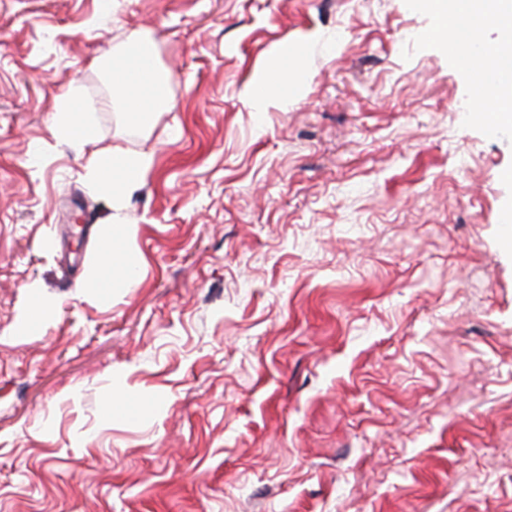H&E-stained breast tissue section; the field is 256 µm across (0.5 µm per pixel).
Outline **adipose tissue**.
<instances>
[{"label": "adipose tissue", "mask_w": 512, "mask_h": 512, "mask_svg": "<svg viewBox=\"0 0 512 512\" xmlns=\"http://www.w3.org/2000/svg\"><path fill=\"white\" fill-rule=\"evenodd\" d=\"M418 5L431 12L440 28L445 29L446 45L458 63L466 61L463 48L478 43L498 76L496 111L475 112L473 121L491 130L512 126V57L495 52L497 44L512 42V0H418ZM299 62L298 52L283 50L275 61L276 76L253 83L250 97L258 111H265L273 104L286 105L299 97L303 85ZM110 69L113 102L129 120L146 123L166 106L165 88L174 74L159 69L151 43L132 44L122 57L111 62ZM49 131L59 144L91 140L89 114L80 96L68 92L58 97ZM152 165V153L128 152L116 147L92 155L88 179L92 186L121 199L140 185ZM130 235L129 225L105 226L100 239V259L87 269L82 279L86 295L106 299L114 289L127 288L136 282L141 262L130 248Z\"/></svg>", "instance_id": "1"}]
</instances>
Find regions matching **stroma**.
I'll list each match as a JSON object with an SVG mask.
<instances>
[{
	"label": "stroma",
	"instance_id": "obj_1",
	"mask_svg": "<svg viewBox=\"0 0 512 512\" xmlns=\"http://www.w3.org/2000/svg\"><path fill=\"white\" fill-rule=\"evenodd\" d=\"M436 28L413 0H0V512H512V137ZM138 41L175 74L145 126L103 64ZM287 45L302 93L254 111ZM70 90L93 140L45 149ZM115 146L154 159L117 204L86 180ZM107 223L142 270L100 302ZM30 294L32 298L29 311V321H25L23 323V330L26 335L34 333L37 327L39 325H43L51 315V308L42 300L38 292L33 289Z\"/></svg>",
	"mask_w": 512,
	"mask_h": 512
}]
</instances>
